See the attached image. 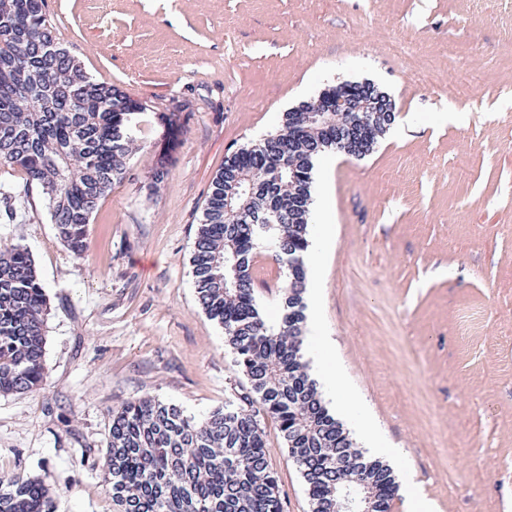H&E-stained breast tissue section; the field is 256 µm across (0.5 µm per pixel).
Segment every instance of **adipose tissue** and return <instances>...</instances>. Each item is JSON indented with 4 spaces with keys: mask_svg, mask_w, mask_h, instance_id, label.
<instances>
[{
    "mask_svg": "<svg viewBox=\"0 0 512 512\" xmlns=\"http://www.w3.org/2000/svg\"><path fill=\"white\" fill-rule=\"evenodd\" d=\"M309 341L320 353L319 374L324 389L329 396L345 395L353 408L349 418L351 427L355 429L361 440L380 453L386 456H396V449L387 447L386 442L371 415L361 407L357 397L352 396L345 373L330 353L331 342L325 336L320 324H313Z\"/></svg>",
    "mask_w": 512,
    "mask_h": 512,
    "instance_id": "1",
    "label": "adipose tissue"
}]
</instances>
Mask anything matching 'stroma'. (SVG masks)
<instances>
[{
	"instance_id": "1",
	"label": "stroma",
	"mask_w": 512,
	"mask_h": 512,
	"mask_svg": "<svg viewBox=\"0 0 512 512\" xmlns=\"http://www.w3.org/2000/svg\"><path fill=\"white\" fill-rule=\"evenodd\" d=\"M86 71L180 143L157 193L144 150L103 198L84 258L47 200L0 166V248H27L48 298L43 389L0 395V478L40 477L56 512H113L110 413L153 397L203 419L244 377L199 305L191 255L229 152L339 81L369 80L418 130L318 161L317 312L351 387L440 512H512V0H46ZM465 113L459 124L441 112ZM277 324L287 268L260 252ZM283 512H309L277 425L263 424Z\"/></svg>"
}]
</instances>
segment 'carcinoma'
I'll return each instance as SVG.
<instances>
[{"label": "carcinoma", "instance_id": "cac0c4a2", "mask_svg": "<svg viewBox=\"0 0 512 512\" xmlns=\"http://www.w3.org/2000/svg\"><path fill=\"white\" fill-rule=\"evenodd\" d=\"M336 89L284 112L275 133L227 154L214 176L191 256L194 284L246 384L237 401L201 421L154 398L112 409L105 467L117 512H283L261 412L277 423L301 471L310 512H345L343 496L366 485L375 512H391L398 493L391 467L354 449L301 355L315 163L332 150L366 157L395 119L392 112H359L353 146L336 141L343 120L331 109ZM147 111L70 55L45 0H0V165L19 168L26 186L41 190L57 238L76 259L87 252L99 202L142 149ZM155 119L163 147L148 157L153 191L182 132L174 112ZM264 237L273 260L288 267L276 329L255 299L254 255ZM47 314L29 251L0 250L1 395L44 385ZM0 512H55L54 497L37 477L0 478Z\"/></svg>", "mask_w": 512, "mask_h": 512}]
</instances>
